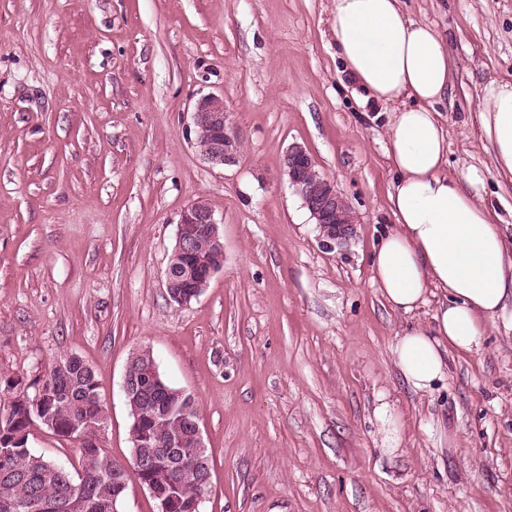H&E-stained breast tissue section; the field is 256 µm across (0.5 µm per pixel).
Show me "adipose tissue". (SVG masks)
I'll list each match as a JSON object with an SVG mask.
<instances>
[{
  "instance_id": "obj_1",
  "label": "adipose tissue",
  "mask_w": 512,
  "mask_h": 512,
  "mask_svg": "<svg viewBox=\"0 0 512 512\" xmlns=\"http://www.w3.org/2000/svg\"><path fill=\"white\" fill-rule=\"evenodd\" d=\"M330 28L362 102L389 113L397 227L374 248L371 281L405 314L437 298L431 323L406 328L393 348L407 383L429 392L448 373L449 350L479 351L487 320L512 303V243L482 198L483 172L448 173V130L436 109L450 90L444 39L408 18L401 0H332ZM477 117L498 174L512 180V81L483 87Z\"/></svg>"
}]
</instances>
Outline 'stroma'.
<instances>
[{
  "mask_svg": "<svg viewBox=\"0 0 512 512\" xmlns=\"http://www.w3.org/2000/svg\"><path fill=\"white\" fill-rule=\"evenodd\" d=\"M331 0H0V378L89 364L130 459L127 361L150 348L196 400L203 512H512V314L433 392L393 363L426 306L393 312L370 258L394 218L388 115L361 106L331 43ZM448 42V172L484 171L512 235V183L476 115L512 80V0H404ZM224 98L239 162L200 158L190 112ZM304 146L358 216L325 248L283 172ZM206 200L224 266L178 306L164 278L181 211ZM389 404L397 449L375 417Z\"/></svg>",
  "mask_w": 512,
  "mask_h": 512,
  "instance_id": "obj_1",
  "label": "stroma"
}]
</instances>
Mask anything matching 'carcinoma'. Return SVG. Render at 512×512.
<instances>
[{
    "mask_svg": "<svg viewBox=\"0 0 512 512\" xmlns=\"http://www.w3.org/2000/svg\"><path fill=\"white\" fill-rule=\"evenodd\" d=\"M127 366L134 386L126 405L131 418L141 419L129 429L131 464L143 484H166L168 512H192L191 503L204 496L209 485V451L189 441L174 448L170 440L191 430L190 421L198 418L195 399L188 393L180 396L181 389L154 376L156 362L148 348L132 354ZM159 387L170 392V418L151 412ZM44 417L53 418L55 434L67 440L76 423L91 434L107 425L109 415L95 373L80 356L71 355L65 369L52 364L34 380L28 407H13L12 418L0 422V512H100L98 501L113 502L109 512H119L126 465L100 446L83 444L76 448L74 460L44 458L28 446L30 427Z\"/></svg>",
    "mask_w": 512,
    "mask_h": 512,
    "instance_id": "1",
    "label": "carcinoma"
}]
</instances>
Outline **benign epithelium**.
<instances>
[{
  "mask_svg": "<svg viewBox=\"0 0 512 512\" xmlns=\"http://www.w3.org/2000/svg\"><path fill=\"white\" fill-rule=\"evenodd\" d=\"M189 129L205 163L222 168L238 162L242 153L241 138L223 97L206 94L197 99ZM284 173L314 220L322 245L333 249L347 243L355 234V211L335 184L320 172L310 152L298 144L290 146L284 157ZM203 237L212 245L210 262L196 259V243ZM174 253L181 261L176 266H167L165 288L180 304L187 305L204 292L224 264L219 221L207 203L193 202L181 212Z\"/></svg>",
  "mask_w": 512,
  "mask_h": 512,
  "instance_id": "1",
  "label": "benign epithelium"
}]
</instances>
